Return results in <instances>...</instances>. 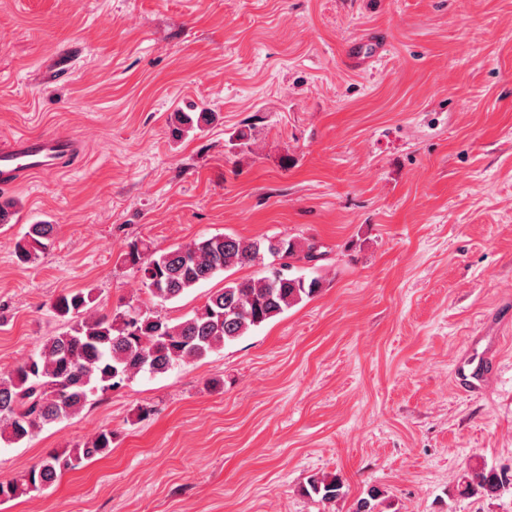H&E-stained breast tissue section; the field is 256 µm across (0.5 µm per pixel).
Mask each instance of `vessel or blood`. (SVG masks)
Returning a JSON list of instances; mask_svg holds the SVG:
<instances>
[{"instance_id":"1","label":"vessel or blood","mask_w":512,"mask_h":512,"mask_svg":"<svg viewBox=\"0 0 512 512\" xmlns=\"http://www.w3.org/2000/svg\"><path fill=\"white\" fill-rule=\"evenodd\" d=\"M77 151V142L65 135L23 134L1 143L0 189H13L30 177L58 172Z\"/></svg>"}]
</instances>
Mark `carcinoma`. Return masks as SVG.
<instances>
[{"mask_svg": "<svg viewBox=\"0 0 512 512\" xmlns=\"http://www.w3.org/2000/svg\"><path fill=\"white\" fill-rule=\"evenodd\" d=\"M209 114L178 115L172 133L183 135L208 121ZM55 224H31L15 244L19 263L35 262L53 241ZM282 262L275 272L265 265L254 278L224 279V288L180 321L133 300L111 313L92 310V290H70L51 303L52 313L69 323L49 337L6 376L0 375V439L18 444L35 437L52 423L78 415L96 396L125 387L141 372L164 374L261 327L321 290L317 277L302 274L304 265L321 256L314 242L300 245L273 237L204 236L158 253L144 241H132L122 261L140 273V281L155 304L162 306L198 285L235 267ZM112 450V430L102 429L71 448L53 451L34 464L21 481L0 483V500L38 492L65 473L90 464ZM509 484L504 475L477 465L460 477L461 497L490 496ZM344 483L334 475L312 476L304 492L331 502L344 497ZM381 492L376 488L358 499L351 512H376Z\"/></svg>", "mask_w": 512, "mask_h": 512, "instance_id": "1", "label": "carcinoma"}]
</instances>
